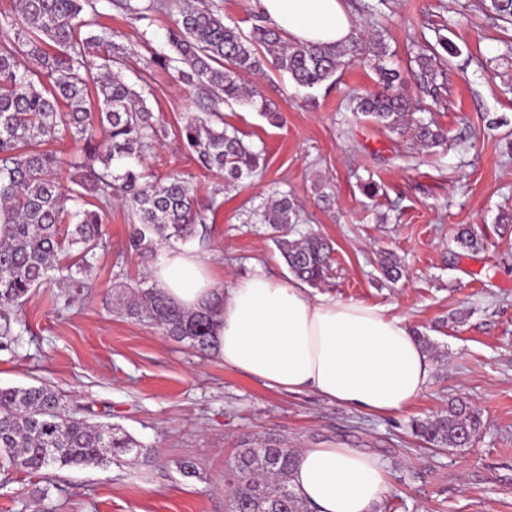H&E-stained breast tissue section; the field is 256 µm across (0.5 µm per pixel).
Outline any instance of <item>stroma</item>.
Wrapping results in <instances>:
<instances>
[{
  "label": "stroma",
  "mask_w": 512,
  "mask_h": 512,
  "mask_svg": "<svg viewBox=\"0 0 512 512\" xmlns=\"http://www.w3.org/2000/svg\"><path fill=\"white\" fill-rule=\"evenodd\" d=\"M345 4L356 34L384 31L400 68L439 38L457 47L444 57L446 102L433 114L446 147L426 152L376 123H345L349 93L377 88L370 62L348 65L335 84L315 90L270 70L248 81L277 105L282 125L250 105L224 109L225 123L265 158L262 172L228 190L176 135L197 112L194 91L151 62L174 15L135 20L96 0L114 42L130 50L123 80L164 117L133 167L150 181L182 172L201 203L220 202L205 248L219 285L258 266L290 279L267 226L250 218L275 192H288L299 206L296 234L317 231L333 248V277L321 294L406 317L430 339L427 390L405 410L369 414L309 390L268 387L128 317V288L152 287L160 257L130 250V211L116 203L103 221L107 247L81 287L47 284L26 301L0 345V386L48 385L79 416L122 428L158 459L146 465L127 455L36 475L0 455V512H226L225 467L243 444L268 440L377 455L394 512H512V223L502 220L512 212V24L485 16L481 0H384L372 16L359 13V0ZM369 181L376 196L362 191ZM463 224L482 230L483 249L457 246ZM387 256L405 269L394 285L381 280ZM452 398L481 412V433L465 448L422 443L412 422ZM186 458L197 462L196 476L179 471Z\"/></svg>",
  "instance_id": "stroma-1"
}]
</instances>
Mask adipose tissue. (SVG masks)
Returning a JSON list of instances; mask_svg holds the SVG:
<instances>
[{"label":"adipose tissue","instance_id":"1","mask_svg":"<svg viewBox=\"0 0 512 512\" xmlns=\"http://www.w3.org/2000/svg\"><path fill=\"white\" fill-rule=\"evenodd\" d=\"M297 43L348 42L352 20L341 0H253ZM159 289L186 311L213 309L225 365L288 392L312 390L374 414L402 411L427 388L431 358L407 320L376 306L310 295L298 280L263 270L217 286L209 255L172 248L150 270ZM290 484L314 512H372L389 491L385 464L355 448H304Z\"/></svg>","mask_w":512,"mask_h":512}]
</instances>
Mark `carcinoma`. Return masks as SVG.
<instances>
[{"mask_svg":"<svg viewBox=\"0 0 512 512\" xmlns=\"http://www.w3.org/2000/svg\"><path fill=\"white\" fill-rule=\"evenodd\" d=\"M124 13L139 19L152 11H177L167 32L170 54L153 53L152 61L173 68L178 78L201 93L204 116L180 126L177 136L196 154L198 165L224 175V187L264 167L262 154L224 127L223 107L248 101L278 125L280 113L244 81L247 74L270 67L299 87L319 88L339 68L358 59L373 63L382 90L354 93L348 111L426 149L447 143L444 130L421 116L442 105L446 91L437 49L417 57L420 85L430 105H417L404 92L406 75L388 65L389 46L380 33L353 36L347 44H298L266 17L255 14L249 32L226 22L221 0H112ZM482 11L512 22V0H482ZM128 51L112 40L99 22L93 0H15L13 10L0 11V336L32 291L60 270L59 254L74 250L73 261L60 279L71 288L82 284L101 247L103 216L112 201L131 207L135 221L130 248L152 252L158 246L209 236L208 205L200 207L184 174L173 172L159 182L141 172L113 165L150 149L159 119L145 99L119 75ZM69 139L78 144L68 162L70 186L60 181L62 159L43 145ZM93 203H88L87 198ZM298 210L288 194L268 201L262 223L275 234L298 280L317 288L331 277V247L314 231L287 239L298 223ZM483 234L464 227L457 242L478 251ZM125 311L145 318L166 335L187 341L202 353L214 351L213 314L183 311L157 288L131 292ZM483 425L481 414L463 403L414 424V432L438 447L471 444ZM0 451L32 473L64 467L105 465L125 455L144 457L127 433L110 425L77 417L53 389L45 386L0 387ZM296 450L263 443L240 448L224 470L227 512H308L290 486Z\"/></svg>","mask_w":512,"mask_h":512,"instance_id":"carcinoma-1","label":"carcinoma"}]
</instances>
